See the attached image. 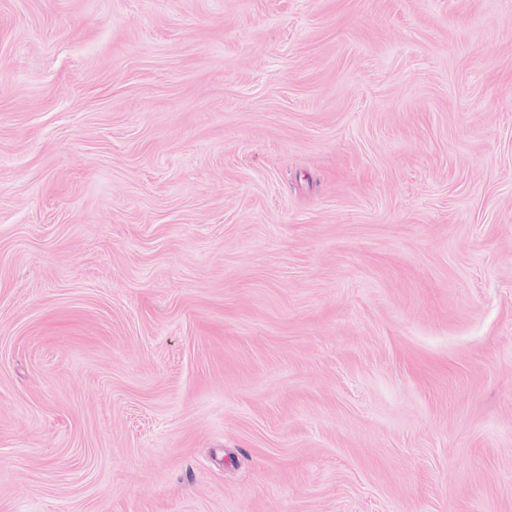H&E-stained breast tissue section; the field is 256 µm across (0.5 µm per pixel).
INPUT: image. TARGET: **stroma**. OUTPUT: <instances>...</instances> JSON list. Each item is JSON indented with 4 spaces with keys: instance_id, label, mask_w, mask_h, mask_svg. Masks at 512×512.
I'll return each instance as SVG.
<instances>
[{
    "instance_id": "1",
    "label": "stroma",
    "mask_w": 512,
    "mask_h": 512,
    "mask_svg": "<svg viewBox=\"0 0 512 512\" xmlns=\"http://www.w3.org/2000/svg\"><path fill=\"white\" fill-rule=\"evenodd\" d=\"M0 512H512V0H0Z\"/></svg>"
}]
</instances>
